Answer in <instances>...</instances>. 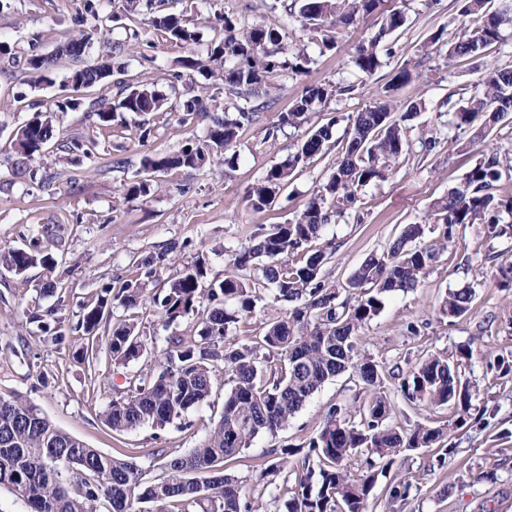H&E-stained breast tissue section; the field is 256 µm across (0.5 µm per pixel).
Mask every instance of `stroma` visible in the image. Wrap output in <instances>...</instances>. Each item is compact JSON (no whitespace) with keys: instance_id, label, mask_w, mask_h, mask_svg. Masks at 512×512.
I'll return each instance as SVG.
<instances>
[{"instance_id":"35a3bbf8","label":"stroma","mask_w":512,"mask_h":512,"mask_svg":"<svg viewBox=\"0 0 512 512\" xmlns=\"http://www.w3.org/2000/svg\"><path fill=\"white\" fill-rule=\"evenodd\" d=\"M425 2L388 0L389 5L405 10L407 21L390 38L392 56L369 79L358 78L350 60L355 46L377 30L378 14L361 16L356 25L342 31L335 50L323 53L316 44L307 43L314 58L310 70L282 78L271 111L261 113L256 124L240 132L237 163L228 167L218 161L203 170L161 175L153 192L137 198L125 196L123 185L139 171L143 153L168 154L186 138H205L207 122L181 126L168 114L157 113L154 136L143 148L137 144L136 127L126 129L121 138L102 132V155L91 170L47 154L41 165L56 176V190L51 193L14 176L7 154L15 128L40 112L60 134L83 135L86 110L106 88L100 85L77 94L66 87L73 66L68 59L59 61L50 85L35 83L29 71L0 68V104L9 106L8 111H0V246H21L31 236L49 233L48 249L58 262L55 274L62 282L60 289L48 295L41 290L42 268L20 275L0 270V396H29L63 431L104 454L135 457L145 467L152 461L153 449L181 455L206 436L222 412L223 392H216L209 406L190 410L184 425L162 431L147 424L119 434L103 421L112 400L126 396L141 376L161 371L160 351L166 337L193 333L196 321L169 326L144 316L141 328L155 353L125 366L103 359L92 370L82 361V352L90 344L106 351L113 326L126 316L122 307H113L104 316L94 340L70 333L59 343L27 322L24 313L54 309L63 321H74L104 284L135 278L136 260L160 252L166 255L167 273L197 263L206 280L223 277L226 251L244 246L247 231L258 225L292 220L341 157L339 147H329L291 180L270 208L256 213L248 207L249 187L266 168L285 161L296 149L295 136L269 140L265 129L288 110L305 86L344 80L357 84L353 95L334 98L311 114V124L318 126L389 98L419 107L407 123L408 154L386 179L360 190L356 209L327 227L322 238L328 252L323 279L345 281L369 253L386 251L403 225H428L426 238L434 240L433 203L447 196L480 154L493 150L512 162V113L491 127L480 116L463 130L449 126L450 106L467 102L481 74L467 58L425 54L431 35L439 33L453 42L463 28L458 0H439L430 8ZM272 4L273 0H208L200 6L196 0H171L168 10L192 19L200 13H225L247 25L279 19L281 13ZM92 24L87 0H9L8 8L0 10V48L15 49L36 37L43 53L50 54L79 32H90ZM130 29L138 32L140 45L149 46V59L113 54V41L125 38ZM186 54L178 44L158 41L153 31L141 25L137 13L126 12L113 33L93 34L82 61L91 65L110 59L112 66L126 68L131 82L153 84L167 95L171 92L168 73L177 69ZM406 63L420 64L421 78L392 86L394 74ZM73 96L78 107L58 111L56 101ZM426 136L438 138L435 151L421 150L420 140ZM118 159L125 160V168L115 167ZM502 267H512V238L490 240L481 225L469 226L428 269L417 288L388 295L380 314L360 331L362 354L388 373L409 370L431 354L455 356L464 345L473 351L460 368L472 395L471 416L464 420L448 406L409 403L398 380L385 378L381 390L390 402L388 424L403 429L449 425L451 452L442 466L435 448L395 455L389 477L378 478L369 497L370 512H512V374L503 376L497 370L499 359L512 361V288L498 285L496 272ZM462 288L474 292L470 310L447 319L440 306L449 291ZM412 324L417 334L409 333ZM372 396V390L341 375L325 383L288 426L272 436L258 435L230 468L249 487L254 512H275L274 498H287L294 485V476L287 471L273 484L257 481L256 467L269 449L301 444L318 430L331 404L354 407ZM393 475L410 482L406 501H391L389 478Z\"/></svg>"}]
</instances>
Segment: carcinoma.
<instances>
[{
    "instance_id": "obj_1",
    "label": "carcinoma",
    "mask_w": 512,
    "mask_h": 512,
    "mask_svg": "<svg viewBox=\"0 0 512 512\" xmlns=\"http://www.w3.org/2000/svg\"><path fill=\"white\" fill-rule=\"evenodd\" d=\"M102 10L90 9L93 30L110 31L108 23L120 10H136L144 25L163 39L185 48L199 43V32L187 20L166 11L167 0H98ZM384 0H292L276 23L260 21L241 26L225 14L222 37L211 42L206 57L187 56L178 62L205 80L201 88H189L179 105L169 112L173 121L191 125L210 119L205 139L189 138L175 152L146 155L142 176L124 186V195L146 196L153 189L156 173L200 170L215 157L234 150L239 132L253 124L261 112L275 104V79L306 73L311 57L302 50H288L292 24L326 50L336 48L337 34L354 25L359 16L377 11ZM494 9L491 0H460V13L468 25L462 37L448 45L446 56L466 57L482 72L479 89L466 105L453 113L449 124L457 129L483 115L492 126L512 112V68L490 65L487 51L512 27V0H502ZM406 21L405 13L392 9L382 13L378 29L359 44L352 56L357 75L370 78L382 66L379 47ZM39 38L24 49L29 69L40 79L52 81L58 61L67 57L77 63L69 74L76 88H91L113 82L117 93L90 107L88 133L56 141L51 120L38 112L19 126L23 140L11 145L14 173L40 186L50 176L37 164L51 143L67 154L83 158L93 167L101 156L97 130L121 133L127 115L138 121V142L153 136L147 116L163 110L165 97L148 83L136 85L121 78L106 62L81 65L85 51L82 38L70 39L53 55L39 50ZM355 85L324 83L308 86L275 124L265 129V139H276L285 129L303 130L296 152L274 164L248 189L246 201L255 212L269 207L288 185L292 175L323 156L329 144L341 145L343 156L336 168L310 199L304 210L286 224L262 226L248 235L247 244L227 255L224 277L203 284L201 266L186 265L163 276L160 256L136 262L137 276L118 285L107 283L95 302L84 305L69 331L92 337L105 312L119 305L132 317L112 328L108 352L115 365L126 366L151 348L138 330L140 316L147 312L166 323L198 319L191 336H170L163 348L164 369L150 380L141 379L126 396L112 401L104 411L106 424L115 432L133 431L145 424L159 429L181 424L191 408L210 402L216 379L215 364L224 366L223 411L200 443L183 455L171 456L163 448L152 451L160 474L147 476L134 458L108 457L97 448L53 425L26 396L0 397V486H6L27 506V512H252L249 492L239 479L226 473L260 434H275L303 408L324 384L348 371L366 388L381 383V367L361 354L358 332L384 307L385 295L418 286L429 267L453 242L459 230L472 224L483 226L488 239L512 236V196H501L494 187L512 168L496 153H485L465 173L463 182L447 198L433 205L442 232L433 243L423 242L426 225L406 224L389 248L369 254L343 284L321 280L326 251L319 246L325 228L360 201L358 191L385 177L409 150L406 122L417 106L379 102L348 118L342 137L333 139L339 121L304 127L308 114L318 111L336 95L350 94ZM224 105L221 116L212 108ZM234 115H226L229 109ZM45 270V290L58 288L54 277L56 259L35 237L20 248H1L0 266L16 274L31 267ZM253 268L246 277L241 271ZM159 288L145 295L144 285ZM270 291L288 308L270 318L263 331L241 341L229 335L230 328L255 312L261 294ZM470 288L448 293L442 307L448 319L470 309ZM51 340L59 343L65 333L54 325L55 313H28ZM472 357L469 347L459 349L451 360L431 355L401 376L400 391L411 403L450 405L459 418L471 406L468 385L461 382L460 366ZM275 359L267 370L263 363ZM389 403L383 394L374 396L359 410L334 404L325 412L316 433L296 447L273 448L260 465L257 477L265 481L293 466L295 486L282 512H368L370 493L378 477L377 461L396 455L400 449L432 448L445 439V429L418 425L397 429L386 423ZM365 452V471L351 476L349 461Z\"/></svg>"
}]
</instances>
